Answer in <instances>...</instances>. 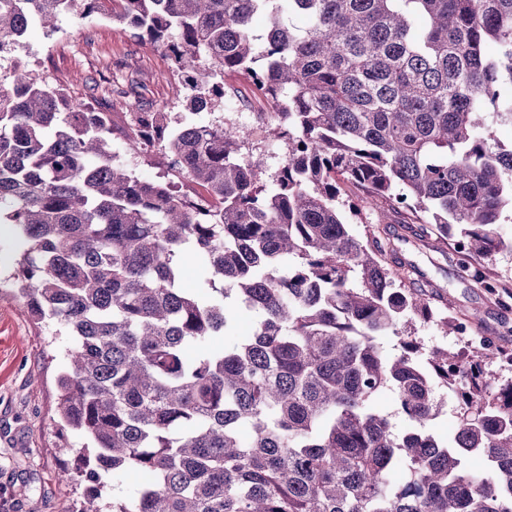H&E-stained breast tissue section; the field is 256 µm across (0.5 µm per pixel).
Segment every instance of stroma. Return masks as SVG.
<instances>
[{"label": "stroma", "mask_w": 512, "mask_h": 512, "mask_svg": "<svg viewBox=\"0 0 512 512\" xmlns=\"http://www.w3.org/2000/svg\"><path fill=\"white\" fill-rule=\"evenodd\" d=\"M30 69L66 88L73 103L94 112H108L116 129L128 127L129 107L114 88L137 79L148 106L182 111L184 90L171 76L165 50L140 42L119 25L95 16L86 20L67 14L49 33L31 27L16 51ZM211 120L223 121L245 136L264 155L268 171L284 160V146L274 135L218 108ZM348 194L363 200L353 233L362 240L379 238L380 259L402 287L424 288L435 318L406 323L405 335L423 344L439 345L470 355L443 318L470 320L488 337L498 359L489 364L499 382L512 380V220L500 225L506 245L478 260L479 267L497 280L498 293L463 279L454 260L455 240L439 236L425 225L407 224L382 200H366L361 188ZM411 271H403V264ZM63 365L58 347L49 345L47 332L30 320L9 290L0 289V512H64L72 498L77 467L74 449L62 447L55 411V379Z\"/></svg>", "instance_id": "obj_1"}]
</instances>
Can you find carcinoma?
<instances>
[{
	"instance_id": "cac0c4a2",
	"label": "carcinoma",
	"mask_w": 512,
	"mask_h": 512,
	"mask_svg": "<svg viewBox=\"0 0 512 512\" xmlns=\"http://www.w3.org/2000/svg\"><path fill=\"white\" fill-rule=\"evenodd\" d=\"M63 13L168 52L187 113H131L130 149L204 190L136 176L112 159L107 113L27 67L0 79L5 283L50 335L82 338L56 378L63 447L82 440L72 512H512V380L491 389L486 353L382 350L434 312L352 233L361 209L341 193L455 231L458 266L496 291L475 259L512 219V144L496 136L512 127V0H0V55ZM229 70L275 105L286 152L267 182L231 129L195 119L224 103ZM438 383L460 410L450 443L425 429ZM384 389L402 434L372 404ZM472 453L486 476L462 468ZM129 472L143 482L113 492Z\"/></svg>"
}]
</instances>
